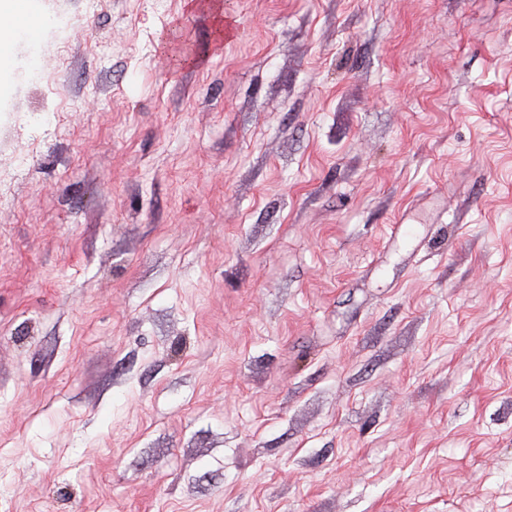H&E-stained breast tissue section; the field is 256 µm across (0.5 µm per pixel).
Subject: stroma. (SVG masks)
<instances>
[{
  "label": "stroma",
  "mask_w": 512,
  "mask_h": 512,
  "mask_svg": "<svg viewBox=\"0 0 512 512\" xmlns=\"http://www.w3.org/2000/svg\"><path fill=\"white\" fill-rule=\"evenodd\" d=\"M38 16L0 512H512V0Z\"/></svg>",
  "instance_id": "stroma-1"
}]
</instances>
